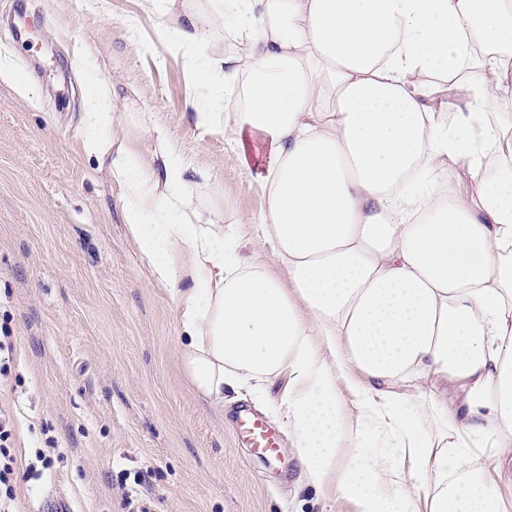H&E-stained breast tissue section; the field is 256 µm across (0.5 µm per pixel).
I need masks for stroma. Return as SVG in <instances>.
I'll return each instance as SVG.
<instances>
[{"instance_id": "stroma-1", "label": "stroma", "mask_w": 512, "mask_h": 512, "mask_svg": "<svg viewBox=\"0 0 512 512\" xmlns=\"http://www.w3.org/2000/svg\"><path fill=\"white\" fill-rule=\"evenodd\" d=\"M2 63L27 88L0 82V324L14 340L0 396L18 459L49 439L60 450L41 480L19 482L17 512L57 496L70 512H351L316 497L290 441L269 462L238 437L235 408L276 421L287 376L225 392L220 408L192 391L176 302L127 236L118 186L82 154L93 70L112 84L116 119L157 113L187 158L213 168L225 223L263 205L223 134L191 124L182 54L141 0H0Z\"/></svg>"}]
</instances>
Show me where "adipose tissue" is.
Segmentation results:
<instances>
[{
	"label": "adipose tissue",
	"instance_id": "obj_1",
	"mask_svg": "<svg viewBox=\"0 0 512 512\" xmlns=\"http://www.w3.org/2000/svg\"><path fill=\"white\" fill-rule=\"evenodd\" d=\"M142 9L204 89L195 129L264 195L225 224L216 173L143 112L145 162L90 74L81 148L176 300L191 388L220 406L287 375L277 413L308 482L354 512H512V0ZM245 228L272 265L240 256Z\"/></svg>",
	"mask_w": 512,
	"mask_h": 512
}]
</instances>
